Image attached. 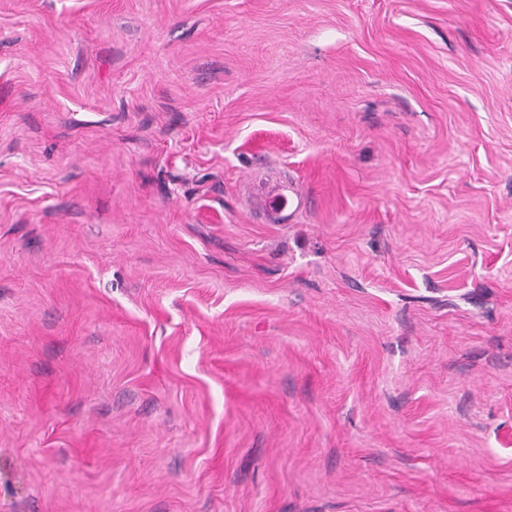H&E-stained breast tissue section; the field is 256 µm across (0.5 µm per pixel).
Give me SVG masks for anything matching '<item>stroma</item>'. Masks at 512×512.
Returning a JSON list of instances; mask_svg holds the SVG:
<instances>
[{"label": "stroma", "mask_w": 512, "mask_h": 512, "mask_svg": "<svg viewBox=\"0 0 512 512\" xmlns=\"http://www.w3.org/2000/svg\"><path fill=\"white\" fill-rule=\"evenodd\" d=\"M0 512H512V0H0Z\"/></svg>", "instance_id": "35a3bbf8"}]
</instances>
